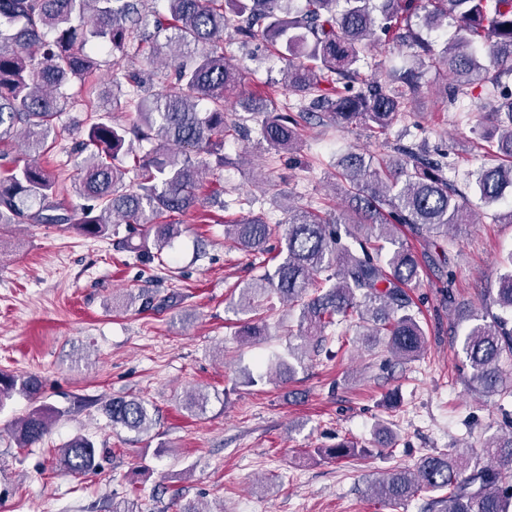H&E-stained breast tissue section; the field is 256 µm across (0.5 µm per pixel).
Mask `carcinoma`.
Listing matches in <instances>:
<instances>
[{
	"label": "carcinoma",
	"instance_id": "cac0c4a2",
	"mask_svg": "<svg viewBox=\"0 0 512 512\" xmlns=\"http://www.w3.org/2000/svg\"><path fill=\"white\" fill-rule=\"evenodd\" d=\"M148 0H0V144L17 134L24 153L0 170V224H68L81 234L104 239L121 224H142L141 256L159 259L181 234L169 221L203 204L201 189L221 181L224 144L241 127L224 120V103L250 77L224 55V32L247 45L260 37L278 47L286 62L283 83L293 100L246 103L259 125V144L267 153L297 163L302 123L323 130L361 125L380 136L402 121L422 92L423 68H442L452 79L445 91L461 112H475L473 88L496 101L489 112L496 138L495 159L466 173L481 202H499L512 189V0H163L164 11L147 10ZM451 22V41L439 47L420 28ZM154 32L148 33V26ZM172 29L165 45L157 37ZM406 55L399 63L380 62L381 75L368 79L376 33ZM96 41L111 57L105 75L134 115L123 124L95 105L101 61L85 52ZM173 69L165 88L152 92L157 60ZM83 106L88 115L85 154L78 178L66 185L58 156L67 152L57 131L66 106ZM398 156L377 168L356 154L343 156L332 178L341 182L346 215L333 217L322 203L288 209L284 223H271L254 210L255 199L239 197L243 216L225 224V235L241 249L266 253L280 237L274 262L260 278L239 289L233 310L241 316L238 335L260 342L268 324L259 316L276 295L300 309L296 343L269 361L264 376L287 381L309 350L319 351L325 332L345 321L364 326L362 341L385 338L392 354L408 361L425 349V331L410 310L405 287L423 272L418 253L396 235L404 224L418 237L448 234L468 222L466 193L450 177L456 161L397 145ZM131 183L126 188L125 182ZM75 193L89 204L58 202L30 213L27 203ZM482 309L465 305L458 315L470 321L461 338L469 367V390L487 396L512 395L502 360L512 358V253ZM499 312L494 313L491 307ZM42 381L35 375L0 372V409L14 396L32 407L4 430L19 448H31L48 434L64 411L39 403ZM209 395L186 397L185 409L201 417ZM102 413L112 428L142 434L154 425L148 403L135 396L112 397ZM329 459L355 454L342 441L318 450ZM488 463L468 469V452L421 457L412 467L395 468L371 482V496L388 504L422 491H444L433 499L438 512H509L512 485V430L482 446ZM87 436L69 439L57 459L79 475L97 473L101 464Z\"/></svg>",
	"mask_w": 512,
	"mask_h": 512
}]
</instances>
